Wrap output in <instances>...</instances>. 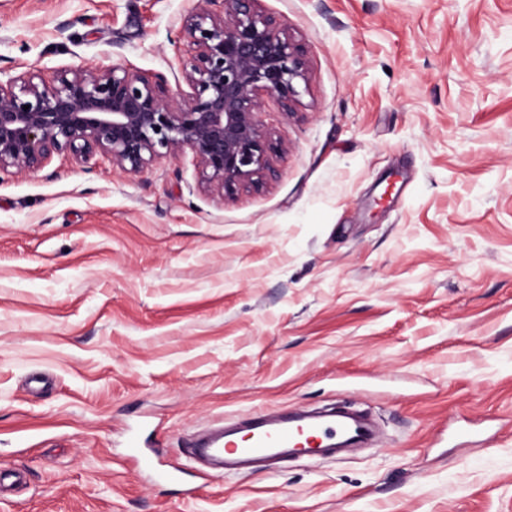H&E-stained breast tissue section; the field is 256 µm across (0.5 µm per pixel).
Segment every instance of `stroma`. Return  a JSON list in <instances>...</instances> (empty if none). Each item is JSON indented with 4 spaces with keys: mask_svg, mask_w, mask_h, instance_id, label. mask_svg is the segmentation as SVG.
Here are the masks:
<instances>
[{
    "mask_svg": "<svg viewBox=\"0 0 512 512\" xmlns=\"http://www.w3.org/2000/svg\"><path fill=\"white\" fill-rule=\"evenodd\" d=\"M197 0H0V71L179 77ZM308 65L275 177L0 176V512H512V0H261ZM346 402L340 458L173 484L183 440ZM139 469L147 472L156 481L160 482H176L180 479L181 471L171 468L163 463L160 456L155 452L150 454L142 453L139 458Z\"/></svg>",
    "mask_w": 512,
    "mask_h": 512,
    "instance_id": "1",
    "label": "stroma"
}]
</instances>
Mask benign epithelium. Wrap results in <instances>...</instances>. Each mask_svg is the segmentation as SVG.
<instances>
[{
	"mask_svg": "<svg viewBox=\"0 0 512 512\" xmlns=\"http://www.w3.org/2000/svg\"><path fill=\"white\" fill-rule=\"evenodd\" d=\"M180 25L187 44L173 85L123 64L0 79V174L38 171L56 155L137 173L188 150L198 188L226 198L262 187L283 151L259 118L262 95L294 112L307 81L301 47L260 0H199Z\"/></svg>",
	"mask_w": 512,
	"mask_h": 512,
	"instance_id": "7a95c632",
	"label": "benign epithelium"
}]
</instances>
